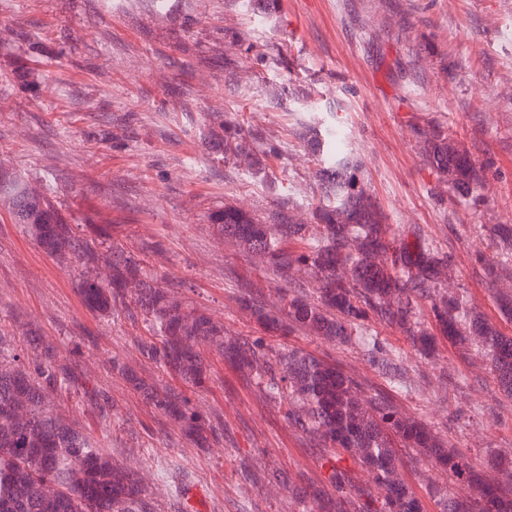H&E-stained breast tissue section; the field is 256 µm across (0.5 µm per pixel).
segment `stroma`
Instances as JSON below:
<instances>
[{"label": "stroma", "mask_w": 512, "mask_h": 512, "mask_svg": "<svg viewBox=\"0 0 512 512\" xmlns=\"http://www.w3.org/2000/svg\"><path fill=\"white\" fill-rule=\"evenodd\" d=\"M309 121L343 136L389 223L439 240L469 304L512 336L472 260L487 246L480 225L512 224V0H276L270 10L265 0H0V169L50 187L80 237L94 241L109 227L100 257L118 246L231 335L259 334L235 301L241 286L275 305L284 283L220 242L209 214L228 203L263 221L279 211L306 220L324 201L319 165L298 136ZM228 124L255 133V153L277 146L265 174L213 149ZM438 127L484 167L477 198L446 192L429 167L422 135ZM89 269L46 253L0 202V354H25L27 331L55 346L83 387L55 393L54 412L117 464L148 467L157 512L175 510L172 471L193 482L198 512H302L265 481L274 470L321 478L284 412L216 352L206 355L202 390L138 361L143 321L89 312L77 292ZM376 333L408 368L406 389L393 395L400 411L473 463L512 459V399L482 373L480 352L442 339L427 360L398 331ZM265 342L383 384L360 344L301 334ZM115 358L220 416L223 437L191 444L111 372ZM88 390L108 393L109 415ZM244 464L253 473L246 497Z\"/></svg>", "instance_id": "1"}]
</instances>
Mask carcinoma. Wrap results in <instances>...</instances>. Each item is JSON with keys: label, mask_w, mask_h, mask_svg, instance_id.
<instances>
[{"label": "carcinoma", "mask_w": 512, "mask_h": 512, "mask_svg": "<svg viewBox=\"0 0 512 512\" xmlns=\"http://www.w3.org/2000/svg\"><path fill=\"white\" fill-rule=\"evenodd\" d=\"M304 138L320 164L318 177L327 203L308 222L278 212L274 223L226 205L214 210V231L246 253L251 261L288 283L276 310L244 289L239 304L270 336L302 334L330 344L361 340L381 354L379 373L394 388L403 384L399 355L377 347L372 326L393 328L428 355L434 335L430 320L452 343L475 345L488 357L487 370L498 389L512 399V336H506L470 308L464 290L448 291L443 276L452 264L436 240L413 225L386 224L378 204L358 185L353 159L337 152L333 134L315 124ZM425 154L439 183L467 197L485 183L483 167L435 129L425 136ZM260 160L238 125L224 127V162ZM17 224H23L47 253L91 261L89 242L76 234L45 193L0 170V201ZM489 252L476 262L491 281L512 270V224L483 225ZM112 274L86 275L77 291L92 312L117 308L142 316L153 336L139 339L140 356L193 387L209 376L203 350L217 351L229 369L247 378L269 401L284 408L288 423L304 435L322 470L319 482L293 481L275 470L270 482L288 488L291 498L318 512H425L423 499L400 474L402 460L393 437L424 461L448 471L467 489L458 494L438 485L427 494L440 512H512V468L492 457L488 466L504 472L491 479L461 450L447 446L423 422L400 413L382 390L366 391L358 378L301 349H272L259 337H227L224 324L158 284L153 274L124 251L111 249ZM29 361L0 354V512H156L142 478L120 468L85 435L49 409L51 396L68 383L77 385L69 368L56 364L54 347L30 336ZM112 369L161 414L171 418L184 437L204 447L218 438L211 417L182 394L143 379L117 359ZM367 473L362 482L357 471ZM57 491L48 494L44 485Z\"/></svg>", "instance_id": "obj_1"}]
</instances>
